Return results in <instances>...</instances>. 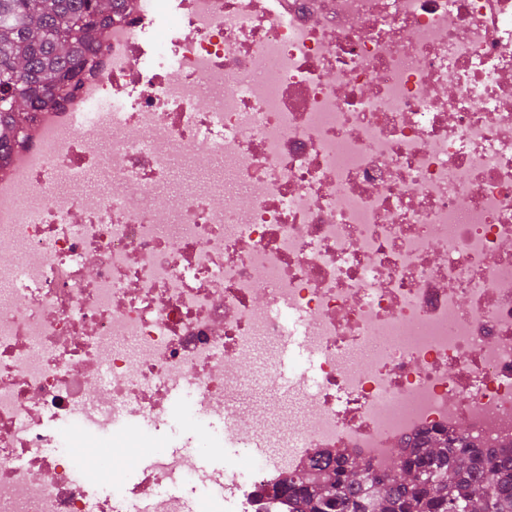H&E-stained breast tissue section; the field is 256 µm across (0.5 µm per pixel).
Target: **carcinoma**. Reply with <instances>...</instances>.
Here are the masks:
<instances>
[{"label":"carcinoma","instance_id":"carcinoma-1","mask_svg":"<svg viewBox=\"0 0 512 512\" xmlns=\"http://www.w3.org/2000/svg\"><path fill=\"white\" fill-rule=\"evenodd\" d=\"M103 0H0V147L30 112L92 66ZM300 512H512V454L457 436L396 454L368 484L356 460L288 482Z\"/></svg>","mask_w":512,"mask_h":512}]
</instances>
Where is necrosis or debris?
Masks as SVG:
<instances>
[{
    "mask_svg": "<svg viewBox=\"0 0 512 512\" xmlns=\"http://www.w3.org/2000/svg\"><path fill=\"white\" fill-rule=\"evenodd\" d=\"M93 70L30 113L0 160V512H116L75 478L85 407L165 415L169 383L291 454L229 512L315 460L393 455L456 430L512 445V0H112ZM122 100L106 127L91 110ZM209 141L223 179L161 202ZM108 188L85 190L89 172ZM317 357L282 423L236 403L241 360ZM369 359L361 368L358 356ZM187 456L121 479L185 512Z\"/></svg>",
    "mask_w": 512,
    "mask_h": 512,
    "instance_id": "1",
    "label": "necrosis or debris"
}]
</instances>
